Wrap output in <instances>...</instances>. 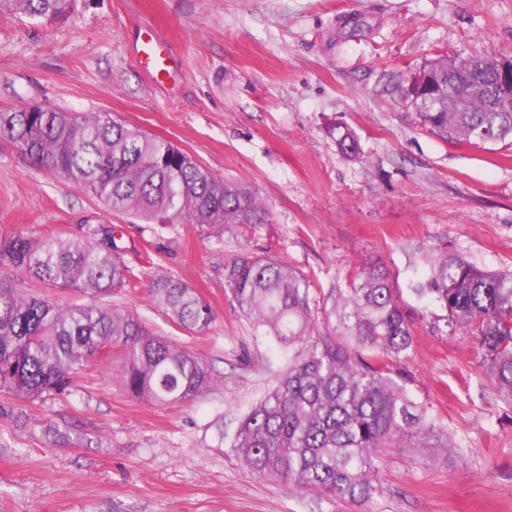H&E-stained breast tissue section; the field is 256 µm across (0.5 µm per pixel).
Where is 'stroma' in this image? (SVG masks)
Instances as JSON below:
<instances>
[{
  "mask_svg": "<svg viewBox=\"0 0 512 512\" xmlns=\"http://www.w3.org/2000/svg\"><path fill=\"white\" fill-rule=\"evenodd\" d=\"M150 28L178 60L174 81L155 82L134 60ZM510 51L512 0H78L63 23L0 12V110L111 113L248 189L267 212L220 244L193 224L153 233L0 139V232L115 225L154 263L106 305L198 354L213 375L195 399L154 405L127 393L113 348L79 369L71 395L0 393V512H512V407L474 336L435 329L440 309L409 296L414 348L393 373L447 424L453 448L386 449L383 491L365 501L254 476L231 443L288 357L224 293V264L242 251L303 272L316 300L376 259L403 279L410 242L512 270V141H444L401 95L426 61ZM340 126L358 156L339 151ZM159 267L211 305L207 329L180 330L158 307ZM0 281L65 305L89 301L11 267ZM62 419L75 444L44 437Z\"/></svg>",
  "mask_w": 512,
  "mask_h": 512,
  "instance_id": "obj_1",
  "label": "stroma"
}]
</instances>
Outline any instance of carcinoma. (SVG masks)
Returning a JSON list of instances; mask_svg holds the SVG:
<instances>
[{
    "label": "carcinoma",
    "instance_id": "cac0c4a2",
    "mask_svg": "<svg viewBox=\"0 0 512 512\" xmlns=\"http://www.w3.org/2000/svg\"><path fill=\"white\" fill-rule=\"evenodd\" d=\"M30 18L68 20L78 0H6ZM495 60L471 56L448 71V59L425 64L430 84L406 93L421 125L453 143L512 139V111L493 91ZM0 138L22 154L91 193L114 213L171 229L195 224L217 243L242 224H261L266 210L254 194L217 177L170 141L149 137L106 112H63L36 106L0 112ZM340 150L357 155L348 131ZM110 224H83L77 235H0V267L20 270L56 288L95 299L130 286L129 255ZM408 252L407 292L434 304L445 327L470 329L499 397L512 406V272L485 271L458 253L425 244ZM234 308L288 350V368L242 418L233 440L242 464L259 478L350 499L380 492L387 448H452L448 427L430 413L390 364L408 359L412 321L400 288L380 263L356 270L345 289L322 296L321 320L311 308L312 284L272 256L240 253L224 264ZM155 301L179 328L198 333L212 309L181 279L156 271ZM118 346L127 392L161 406L185 403L211 384L208 363L156 335L139 317L103 304L63 306L0 283V391L27 402L67 395L76 370ZM56 445L74 438L68 424L48 425Z\"/></svg>",
    "mask_w": 512,
    "mask_h": 512
}]
</instances>
